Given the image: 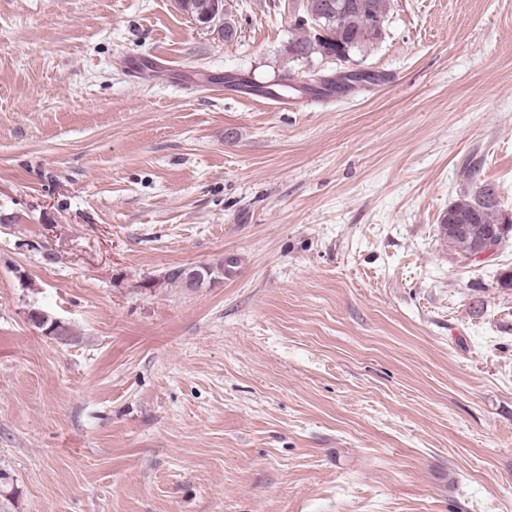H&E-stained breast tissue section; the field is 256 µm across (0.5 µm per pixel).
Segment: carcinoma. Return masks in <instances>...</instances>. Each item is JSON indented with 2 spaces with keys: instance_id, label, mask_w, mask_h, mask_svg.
I'll return each instance as SVG.
<instances>
[{
  "instance_id": "carcinoma-1",
  "label": "carcinoma",
  "mask_w": 512,
  "mask_h": 512,
  "mask_svg": "<svg viewBox=\"0 0 512 512\" xmlns=\"http://www.w3.org/2000/svg\"><path fill=\"white\" fill-rule=\"evenodd\" d=\"M215 0H180L184 11L195 16L202 24L204 16L213 10ZM389 0H307L303 14L293 15L294 33L288 39V56L293 62L309 63L312 57L322 58L333 55L342 63H349L352 56L372 46L382 37V33L372 29L374 17H388ZM275 82L254 86L231 83L233 90L253 95L279 97L291 90L302 89L318 96H332L342 93L351 83L369 82L375 76L363 72L350 71L332 80L321 75L313 79V84L297 87L293 84L292 72L288 69L274 76ZM463 178L472 187L463 192L448 207L439 224L443 238L450 239L455 254L474 251L475 244L495 235L509 234L512 225L505 224L506 216L500 210L498 194L490 184L478 181L477 172L466 170ZM461 223L464 232L448 237V224Z\"/></svg>"
}]
</instances>
